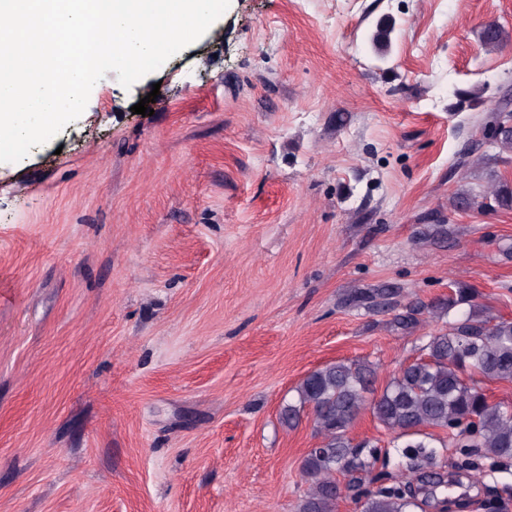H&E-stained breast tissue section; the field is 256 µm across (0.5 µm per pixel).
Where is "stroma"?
I'll return each mask as SVG.
<instances>
[{
	"instance_id": "obj_1",
	"label": "stroma",
	"mask_w": 512,
	"mask_h": 512,
	"mask_svg": "<svg viewBox=\"0 0 512 512\" xmlns=\"http://www.w3.org/2000/svg\"><path fill=\"white\" fill-rule=\"evenodd\" d=\"M506 97L512 0H230L131 87L107 72L0 163V512H298L320 442L311 411L279 422L299 382L360 358L382 393L448 324L405 335L344 295L457 281L512 320V208L450 205L512 186L484 144ZM350 436L396 474L370 410ZM490 494L512 512V462L447 492Z\"/></svg>"
}]
</instances>
